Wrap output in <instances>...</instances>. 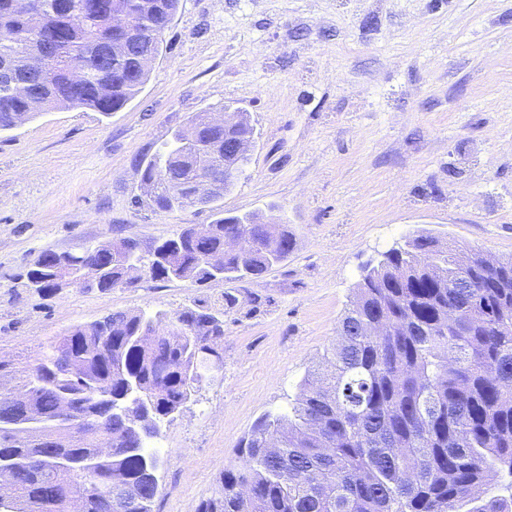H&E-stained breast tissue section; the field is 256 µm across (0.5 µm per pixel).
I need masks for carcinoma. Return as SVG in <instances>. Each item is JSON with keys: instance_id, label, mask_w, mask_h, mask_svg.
<instances>
[{"instance_id": "1", "label": "carcinoma", "mask_w": 512, "mask_h": 512, "mask_svg": "<svg viewBox=\"0 0 512 512\" xmlns=\"http://www.w3.org/2000/svg\"><path fill=\"white\" fill-rule=\"evenodd\" d=\"M179 0H40L21 15L0 0V67L22 75L26 96L0 79V130L40 112L85 108L118 112L148 81L139 45L112 28V14L151 39L153 56ZM198 112L189 128L214 144L224 159V135L203 127ZM158 151L142 171L153 183L158 212L192 206L180 191L196 174L188 162ZM214 197L204 205L214 219L190 224L171 239L154 279L203 283L215 279L206 255L224 251V280H258L295 247L286 224L255 213L252 223L224 215ZM236 236L239 248L224 249ZM100 275L108 292L135 283L112 251L68 256L42 252L26 274L53 290L67 267ZM224 321L187 308L112 312L104 320L67 329L54 353L36 364L25 385L31 408L49 426L31 441H12L22 409L0 394V457L15 459L14 479L0 485L17 512H65L71 490L86 498L85 512H152L162 466L150 439L159 427H139L142 398L159 424L180 411L216 369L207 355L221 345ZM83 365L82 377L69 363ZM112 389L100 400L96 385ZM80 423L58 419L64 400ZM112 452L99 454L107 443ZM63 451L87 458L85 474L48 466ZM240 463L224 470L219 495L197 512H512V259L490 264L481 252H457L418 234L384 252L368 267L337 327L336 343L308 373L291 412L256 422L236 450ZM500 480L503 493L486 495Z\"/></svg>"}]
</instances>
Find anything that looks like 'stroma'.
Segmentation results:
<instances>
[{
  "mask_svg": "<svg viewBox=\"0 0 512 512\" xmlns=\"http://www.w3.org/2000/svg\"><path fill=\"white\" fill-rule=\"evenodd\" d=\"M227 107L254 136L220 206L281 217L296 237L237 282L233 311L221 280L27 287L42 251L131 238L146 255L210 223L202 206L154 211L141 165L195 113ZM419 233L512 258V0H179L121 111L51 110L0 132V392L109 312L223 316L220 370L157 441L153 512H197L254 424L295 401L364 268Z\"/></svg>",
  "mask_w": 512,
  "mask_h": 512,
  "instance_id": "35a3bbf8",
  "label": "stroma"
}]
</instances>
